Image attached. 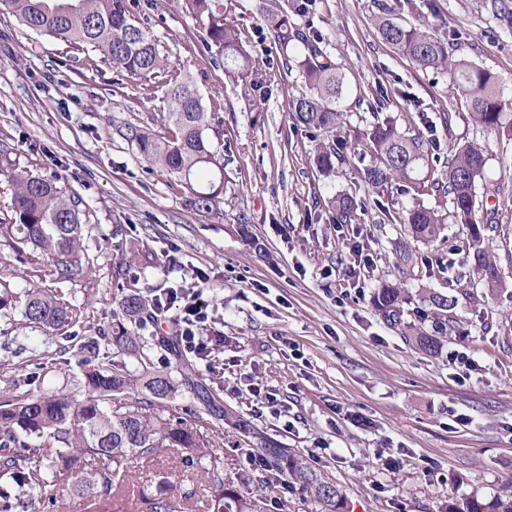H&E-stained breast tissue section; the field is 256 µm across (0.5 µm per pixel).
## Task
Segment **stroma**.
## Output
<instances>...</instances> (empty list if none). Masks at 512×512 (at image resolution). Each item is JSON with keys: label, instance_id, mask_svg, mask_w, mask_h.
Here are the masks:
<instances>
[{"label": "stroma", "instance_id": "35a3bbf8", "mask_svg": "<svg viewBox=\"0 0 512 512\" xmlns=\"http://www.w3.org/2000/svg\"><path fill=\"white\" fill-rule=\"evenodd\" d=\"M386 0H312L298 25L317 31L332 61L353 81L343 137L360 143L372 111L384 107L419 131L437 161L448 145L486 146L479 195L497 207L499 226L486 247L501 289L474 282L469 238L446 224L432 244L415 243L403 281L411 294L432 288L455 296L457 323L438 353L413 348L371 304L384 279H395L401 217L436 195L395 191L388 212L360 186L355 166L326 178L311 166L317 140L288 110L304 85L288 70L255 10V0H224V13L247 38L262 66L235 78L223 66L198 74L202 33L179 0H152L139 13L164 43L172 63L192 74L203 98L221 93L214 123L230 144L222 203L204 214L187 206L183 185L150 173L134 146L115 132L133 124L162 131L164 89L147 91L116 75L99 53L72 65L74 51L40 37L0 12V143L18 166L55 177L81 202L90 274L56 284L45 262L0 260V282L14 295L58 289L80 315L52 331L21 326L19 307L0 310V379L22 389L71 384L74 354L112 324L123 292L153 298L195 285L200 274L215 300L210 318L223 336L208 362L178 355L174 324L144 322L139 332L161 340L148 352L157 369L182 367L217 408L243 416L270 440L303 457L339 485L355 512H448L476 496L491 500L512 480V123L489 133L476 126L443 72L416 70L384 44L374 18ZM402 18L420 19L448 39V49L491 71L512 89V34L495 28L487 0H401ZM356 190L366 207L354 224H333L327 204ZM363 243L370 263L359 275L348 239ZM136 254L124 279L112 265ZM363 416L364 425L351 421ZM224 458V482L262 496L265 512H315L299 490H281L275 472L253 464L256 441L209 419Z\"/></svg>", "mask_w": 512, "mask_h": 512}]
</instances>
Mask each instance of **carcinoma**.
<instances>
[{"label": "carcinoma", "instance_id": "obj_1", "mask_svg": "<svg viewBox=\"0 0 512 512\" xmlns=\"http://www.w3.org/2000/svg\"><path fill=\"white\" fill-rule=\"evenodd\" d=\"M185 13L205 33L208 54L199 60V70L223 63L239 75L257 72L256 59L244 46L241 32L226 21L222 0H182ZM0 5L18 22L38 35H46L76 50L99 52L104 61L123 77L168 88V112L163 115L168 133L127 125L119 129L148 164V168L185 186L187 202L196 211L211 213L224 195V169L232 150L218 142L223 133L213 127L207 109L222 108L212 95L205 107L194 83L177 72L149 27L136 17L137 0H0ZM299 0H256L257 15L264 20L278 44L285 65H293L306 91L291 100L289 111L296 125L313 132L336 133L344 124L343 99L349 77L332 63L320 47L318 34L305 31L291 15L302 12ZM498 28L512 31V0H490ZM381 40L407 58L420 71H445L456 93L465 100L472 121L487 130L499 129L512 113V96L497 76L448 52V41L425 24H407L393 6L375 17ZM374 122L359 160L367 191L380 193L404 183L408 188L443 191L449 197L454 222L469 229L473 270L489 288L499 284L495 262L484 243L498 228L495 209L480 205L479 180L484 178L487 158L473 144L448 146L443 173L423 178L429 167V147L415 131L400 129L394 119L373 112ZM348 142L322 140L313 162L320 174L334 175L336 165L347 158ZM0 177L13 191L10 221L0 223V242L19 260L48 261L54 280L70 282L89 273L86 265L84 227L80 202L67 197L55 179L35 175L18 167L8 148L0 149ZM362 202L350 191L332 198V221L354 224ZM403 221L415 241L430 243L439 237L444 215L435 208H410ZM426 307L412 311L417 323L406 327L414 347L424 353L439 350L440 337L454 329L451 311L455 298L424 289ZM372 304L391 325L404 323L411 304L408 291L399 282L383 281L375 289ZM148 307L144 297L126 293L113 310L111 331L103 340L120 356L134 360L141 373L126 363L110 366L94 363L98 342L80 348L73 387L62 390L0 389V512H41L52 488L67 491L64 512H136L145 503L149 512H187L198 497L197 489L174 492L163 473L135 478L131 467L140 461L168 457L186 466L198 465L205 474L208 496L206 512H262V498L243 499L224 485V457L211 451L203 416L211 414L209 397L197 390L186 373L153 369L146 351L160 346L135 334L127 323L142 325ZM22 317L27 324L59 330L77 321V313L55 291L34 286L24 292ZM197 398L193 421L180 416L173 405L182 391ZM271 468L287 474L288 485L310 496L320 512H349L343 490L318 474L302 458L284 448L265 449ZM449 512H512V481L488 502L472 497Z\"/></svg>", "mask_w": 512, "mask_h": 512}]
</instances>
